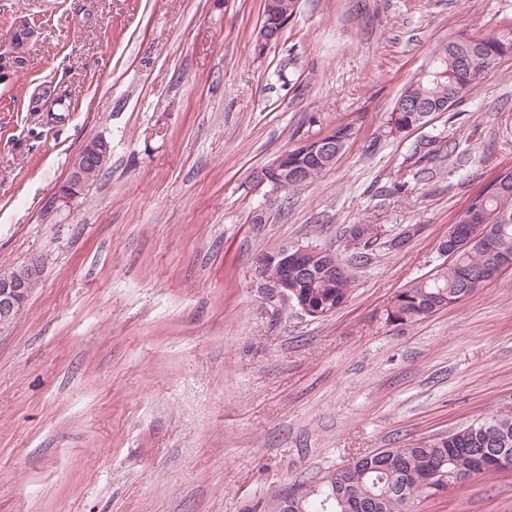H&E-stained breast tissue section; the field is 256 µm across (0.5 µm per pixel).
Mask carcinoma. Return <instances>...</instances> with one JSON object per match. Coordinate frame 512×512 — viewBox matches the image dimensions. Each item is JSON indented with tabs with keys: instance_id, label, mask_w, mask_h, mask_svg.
Returning a JSON list of instances; mask_svg holds the SVG:
<instances>
[{
	"instance_id": "obj_1",
	"label": "carcinoma",
	"mask_w": 512,
	"mask_h": 512,
	"mask_svg": "<svg viewBox=\"0 0 512 512\" xmlns=\"http://www.w3.org/2000/svg\"><path fill=\"white\" fill-rule=\"evenodd\" d=\"M495 37H459L448 42L434 65L446 70L439 78H424L402 95L421 104L434 105L446 99L457 102L476 87L483 74L497 59L489 46ZM299 158L307 181L316 179L331 167L324 159L292 149ZM480 214L471 224L490 226L492 246L479 239L448 257V264L427 279L414 282L398 294L387 310V320L396 324L418 321L440 309L452 307L479 284L498 277L499 260L512 255V170L499 173L474 196ZM372 224H354L350 242L363 259L378 241ZM351 276L325 273L317 287L309 289L312 299L341 307L351 288ZM512 452V418L488 417L451 433L448 440H431L410 448H381L358 458L333 481L296 486L299 497L284 491L272 495L276 512H401V505L427 493L424 481L438 467H452L469 478L474 474L497 472L490 459L491 448Z\"/></svg>"
}]
</instances>
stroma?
<instances>
[{"mask_svg": "<svg viewBox=\"0 0 512 512\" xmlns=\"http://www.w3.org/2000/svg\"><path fill=\"white\" fill-rule=\"evenodd\" d=\"M264 0H0V271L43 256L0 329V512H272L274 490L378 448L512 417V269L396 325L456 216L512 168V53L418 128L388 115L460 36L512 42V0H298L254 49ZM350 123L332 168L282 192L256 168ZM111 156L53 205L84 145ZM440 150L416 171L423 139ZM382 244L355 258L346 230ZM404 241L388 247L389 239ZM313 245L352 288L313 319L263 288L260 254ZM410 512H512V472ZM34 33V28L26 22L19 23L11 30L9 49L2 52L0 47V85L8 83L25 63L26 52ZM378 230L372 224H354L349 230L350 242L357 249L356 259L367 258L369 248L373 247L378 241Z\"/></svg>", "mask_w": 512, "mask_h": 512, "instance_id": "35a3bbf8", "label": "stroma"}]
</instances>
